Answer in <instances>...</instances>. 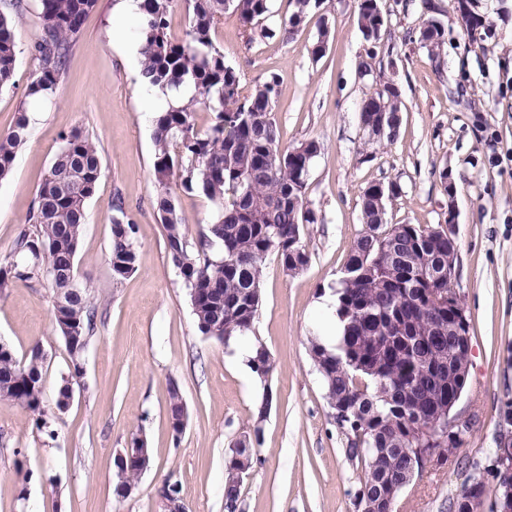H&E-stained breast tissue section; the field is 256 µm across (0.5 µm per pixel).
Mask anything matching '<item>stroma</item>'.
<instances>
[{
	"label": "stroma",
	"instance_id": "1",
	"mask_svg": "<svg viewBox=\"0 0 512 512\" xmlns=\"http://www.w3.org/2000/svg\"><path fill=\"white\" fill-rule=\"evenodd\" d=\"M119 0H97L46 101L28 97L36 62L30 46L39 32V0H24L14 33L18 60L12 85L0 90V134L26 112V144L0 180V263L32 209L38 188L63 145L80 129L95 140L101 177L86 204L78 280L94 301V326L83 375L70 376L46 281H13L0 290V344L18 359L40 347L45 384L42 419L0 401V512H163L158 490L181 486L186 512H224V461L242 436L258 434L253 464L241 486L242 512H354L359 472L348 440L334 422L311 359L329 320L320 309L333 296L355 240L364 230L361 198L374 183H396L386 202L388 224L435 230L448 212L457 220L458 255L452 286L470 323L468 380L451 415L461 443L450 461L426 467L400 492L396 512H450L472 469L487 495L499 479L490 466L497 448L512 446V0H479L485 23L468 32L458 0H380L388 32L376 47L372 71L358 64L368 44L358 26L357 0H326L290 38L281 24L292 0H269L252 35L226 12L213 39L244 87L278 81L273 115L279 146L318 140L307 199L319 216L305 225L309 256L303 271L286 274L269 256L255 336L273 370L260 379L235 346L202 335L190 298L166 248L154 209V108L161 95L140 79V19L117 11ZM335 29L322 57L312 55L322 16ZM448 27L440 56L418 39L428 18ZM391 80L405 105L398 136L369 145L360 106ZM448 169L446 194L435 172ZM123 208L134 225L137 270L112 279V217ZM71 385L73 400L55 402ZM178 385L187 425L173 437L169 388ZM271 405L258 420L263 395ZM142 435L152 463L131 494H114L115 460Z\"/></svg>",
	"mask_w": 512,
	"mask_h": 512
}]
</instances>
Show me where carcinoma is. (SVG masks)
Returning a JSON list of instances; mask_svg holds the SVG:
<instances>
[{
	"instance_id": "obj_1",
	"label": "carcinoma",
	"mask_w": 512,
	"mask_h": 512,
	"mask_svg": "<svg viewBox=\"0 0 512 512\" xmlns=\"http://www.w3.org/2000/svg\"><path fill=\"white\" fill-rule=\"evenodd\" d=\"M295 9L282 26L289 37L322 0H293ZM174 0H143L140 27L141 76L163 94L189 93L186 101L167 105L154 118V176L159 187L156 214L165 230L166 249L188 291L199 332L230 340L253 331L262 305L266 260L276 256L283 270L297 274L308 264L301 244L306 224L318 215L306 197L314 158L321 150L315 139L279 149V129L273 116L275 78L241 90L240 76L224 60L212 32L231 9L245 24L269 11L268 0H189L187 39L174 41L169 15ZM97 0H39L40 33L32 45L37 62L28 96L47 98L56 92L67 58L79 40L85 19ZM23 0H8L0 9V89L13 80L17 63L12 15ZM358 25L365 41L383 39L387 21L377 0H359ZM331 27L323 19L312 48L315 57L328 45ZM419 41L433 56L448 41V28L427 19ZM371 98L387 106L392 122L385 138L395 139L403 101L399 87L379 84ZM214 114L213 124L200 132L193 122L194 107ZM29 121L20 112L10 132L0 135V179L5 178L27 140ZM41 184L28 224L19 232L12 261L0 267V289L12 279H45L53 290L54 318L70 357V375L80 376L82 357L92 327V298L86 288L55 279L51 270L76 261L86 223V202L94 195L101 157L92 136L74 130L64 136ZM178 177L182 188L203 194L215 206L207 232L190 241L176 197L169 189ZM399 186L372 184L363 193L364 231L357 238L344 276L336 289V315L342 325L336 346L314 344L311 359L326 389L329 406L349 410L348 454L360 469L358 492L373 512L389 508L392 492L400 491L421 469L411 461L405 437L411 427L448 413V395L464 391L462 366L467 353L448 334V238L415 224H393L380 233L386 200ZM133 225L122 207L112 216V278L119 282L136 271L138 254ZM261 379L273 370L262 344L248 362ZM42 358L33 348L28 360H18L0 348V400L13 402L34 415L44 413ZM168 416L174 437L182 434L186 408L177 385L169 390ZM225 458L224 510L239 509L240 456ZM139 468L117 469L115 495H129Z\"/></svg>"
}]
</instances>
